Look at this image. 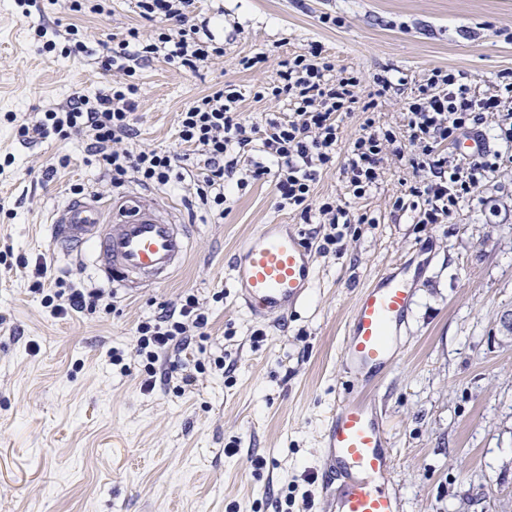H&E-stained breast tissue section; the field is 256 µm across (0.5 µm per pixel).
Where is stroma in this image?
I'll return each mask as SVG.
<instances>
[{"mask_svg": "<svg viewBox=\"0 0 512 512\" xmlns=\"http://www.w3.org/2000/svg\"><path fill=\"white\" fill-rule=\"evenodd\" d=\"M101 4L103 14L76 15L63 0H36L25 16L0 0V251H12L0 262V512H330L323 432L337 401L361 394L341 356L344 327L363 287L395 263L422 261L398 354L368 393L388 424L400 512H512V345L501 341V318L512 313V159L441 224L418 223L413 209L409 187L427 172L392 154L360 199L347 194L341 169L321 174L315 198L349 210V223L334 229L279 210L263 181H226L217 223L189 205L180 184L107 189L84 141H24L5 119L15 112L32 123L73 93L106 90L107 46L151 24L136 0ZM196 14L224 58L195 73L160 59L138 66L133 147H177L179 113L218 83L242 92L252 121L286 111V101L255 100L254 90L313 41L359 77L360 96L374 76L393 82L374 118L396 130L433 70L467 72L480 95L512 70V0H199ZM71 24L85 53L38 51L36 28ZM260 51L268 62L243 69L242 58ZM63 154L68 165L43 179ZM76 184L86 199L139 191L177 212L192 231L181 272L136 291L54 247L51 223ZM263 224L295 225L318 256L302 304L258 318L241 306L228 265ZM332 230L336 242L325 245ZM38 262L111 294V310L54 317L30 291ZM186 291L209 308L208 336L160 360V374L173 362L180 369L144 391L136 326ZM185 374L196 377L186 388Z\"/></svg>", "mask_w": 512, "mask_h": 512, "instance_id": "35a3bbf8", "label": "stroma"}]
</instances>
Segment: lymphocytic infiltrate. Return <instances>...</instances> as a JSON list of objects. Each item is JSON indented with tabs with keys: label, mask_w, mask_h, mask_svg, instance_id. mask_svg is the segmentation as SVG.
Segmentation results:
<instances>
[{
	"label": "lymphocytic infiltrate",
	"mask_w": 512,
	"mask_h": 512,
	"mask_svg": "<svg viewBox=\"0 0 512 512\" xmlns=\"http://www.w3.org/2000/svg\"><path fill=\"white\" fill-rule=\"evenodd\" d=\"M195 2L137 0L141 17L154 22L156 29L146 36L138 28H129L102 55V69L114 75L108 91L92 98L73 94L65 106L42 112L32 125L18 122L13 113L7 114V121L15 123L18 136L26 140H86L106 185L114 188L131 179L145 186L189 180L195 201L217 220L224 216V182L236 173L237 163L231 154L254 144L265 159L253 162L246 175L273 184L278 208L298 211L306 221L315 213L333 225L347 220L346 208L335 199L314 200V185L322 172L338 166L340 122L349 112L362 113L364 120L361 134L341 165L347 188L359 199L376 185L382 155L397 137L393 130L377 129L372 114L392 83L375 78L372 92L360 98L357 76L337 67L321 43H311L307 53L280 60L276 79L254 92L258 100L286 99L288 113L267 117L261 125L250 122L241 107V92L216 86L196 97L180 114L178 142L192 147V154L132 147V116L139 97L135 63L160 58L194 73L224 55L222 44L200 37L194 22ZM507 99H512V71L501 73L494 92L481 97L471 94L469 76L464 72L437 69L416 88L407 103L406 133L414 149L411 166L433 174L431 180L410 189L419 223H441L460 201L474 199L482 179L496 172V163L487 158L452 165L447 158L437 157L436 149L455 140L459 132L481 125L485 116L500 111ZM192 157L197 160L193 165L197 172L189 179L184 172L192 167L188 163ZM34 275V291L41 294L44 307L53 316L91 312L105 299L100 289L78 288L51 277L46 264L36 263ZM208 325L206 307L191 292L142 320L136 328L135 352L145 361L143 390L154 388V365L159 358L188 349L194 337L206 336Z\"/></svg>",
	"instance_id": "obj_1"
}]
</instances>
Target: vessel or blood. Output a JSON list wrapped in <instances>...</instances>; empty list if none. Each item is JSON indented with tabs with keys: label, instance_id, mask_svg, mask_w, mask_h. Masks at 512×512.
Returning <instances> with one entry per match:
<instances>
[{
	"label": "vessel or blood",
	"instance_id": "1",
	"mask_svg": "<svg viewBox=\"0 0 512 512\" xmlns=\"http://www.w3.org/2000/svg\"><path fill=\"white\" fill-rule=\"evenodd\" d=\"M55 241L73 252L92 244L107 279L137 288L169 282L190 251L186 225L159 205L132 196L104 205L77 201L54 220ZM243 306L252 315H281L301 304L316 274V257L291 224H264L247 237L231 263ZM411 267L395 266L360 291L342 342V358L366 384L379 381L395 358L397 340L411 309ZM323 451L339 473L334 512H399L388 485L392 456L387 423L366 398L340 401L330 413Z\"/></svg>",
	"mask_w": 512,
	"mask_h": 512
}]
</instances>
